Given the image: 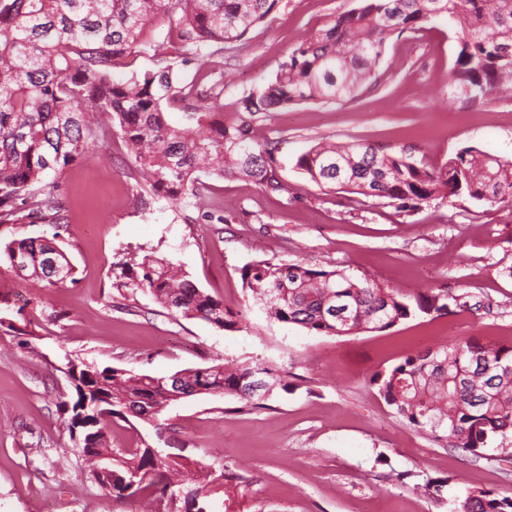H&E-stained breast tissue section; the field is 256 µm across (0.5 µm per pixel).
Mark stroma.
I'll use <instances>...</instances> for the list:
<instances>
[{"instance_id": "35a3bbf8", "label": "stroma", "mask_w": 512, "mask_h": 512, "mask_svg": "<svg viewBox=\"0 0 512 512\" xmlns=\"http://www.w3.org/2000/svg\"><path fill=\"white\" fill-rule=\"evenodd\" d=\"M353 5L281 0L242 52L178 66L189 85L222 80L226 124L245 119L252 141H278L284 191L212 177L186 204L136 209L129 191L139 172L110 131L58 178L61 225L0 220L1 245L53 235L76 268L74 282L49 288L0 266V289L12 291L38 333L29 341L0 329V512L146 510L144 498L118 500L90 480L63 410L76 398L63 372L70 359L156 377L224 359L278 370L288 387L266 408L198 395L150 422L111 428L113 447L145 442L188 456L189 478L209 479L218 512H452L469 487L512 495L511 432L472 459L410 426L369 383L405 354L463 337L512 342V210L459 196L402 212L384 199L319 187L295 166L325 137L404 148L428 168L469 145L512 158V98L470 103L449 89L459 27L444 18L392 37L378 85L355 100L252 117L242 105L297 43ZM150 252L180 265L247 324L230 331L175 319L142 292L136 311H126L112 265ZM261 260L370 275L410 298L465 293L486 307L417 311L385 331L319 335L268 322L254 306L242 269ZM227 470L244 483L222 486ZM433 479L446 482L437 498L426 489Z\"/></svg>"}]
</instances>
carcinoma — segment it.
<instances>
[{
	"label": "carcinoma",
	"instance_id": "carcinoma-1",
	"mask_svg": "<svg viewBox=\"0 0 512 512\" xmlns=\"http://www.w3.org/2000/svg\"><path fill=\"white\" fill-rule=\"evenodd\" d=\"M281 0H0V218L30 224L61 223L55 181L98 139L109 123L145 176L131 189L137 207L149 200L172 204L202 189L200 175L240 176L271 192L284 186L274 168L275 141L254 143L246 123L224 124V86L182 83L175 60L238 51L249 30L264 22ZM446 17L460 26L459 51L448 86L471 103L512 91V0H355L323 29L297 44L258 95L244 100L253 115L309 102L343 103L378 83L388 40L417 32ZM167 27L156 43L157 25ZM213 51L202 54L205 48ZM154 51L157 68L125 81L113 69L131 56ZM181 102L180 125L165 106ZM296 167L320 187L388 199L402 210L468 195L512 208V159L478 147L459 150L437 169L421 167L401 149L387 152L369 142H320ZM54 238L14 239L0 260L18 277L53 288L76 282L75 267ZM114 285L146 292L175 319H196L230 330L224 302L197 288L165 258L129 255L114 263ZM268 320L317 334L349 336L384 331L414 309L440 315L450 305L469 306L468 295L421 293L410 303L376 278L356 279L343 270L303 262L258 261L242 272ZM199 395H220L258 409L269 396L249 392L262 381L288 389L276 369L250 362L188 368ZM74 386L69 429L98 485L117 499L146 493L151 512H209V484L184 483L181 463L148 444L114 448L112 420L129 422L148 407L170 403L161 378L95 363L66 364ZM370 384L411 426L446 447L476 458L499 436L512 432V343L484 344L467 337L433 351L409 353L374 373ZM454 512H512V496L479 487L456 497Z\"/></svg>",
	"mask_w": 512,
	"mask_h": 512
}]
</instances>
